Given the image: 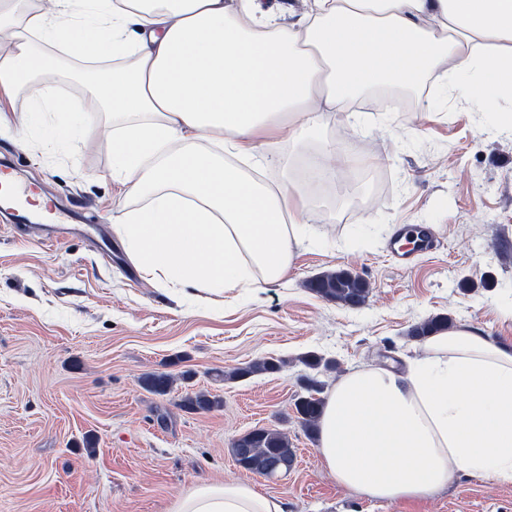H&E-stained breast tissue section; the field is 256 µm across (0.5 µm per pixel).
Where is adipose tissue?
Returning a JSON list of instances; mask_svg holds the SVG:
<instances>
[{
    "label": "adipose tissue",
    "instance_id": "obj_1",
    "mask_svg": "<svg viewBox=\"0 0 512 512\" xmlns=\"http://www.w3.org/2000/svg\"><path fill=\"white\" fill-rule=\"evenodd\" d=\"M0 0V89L51 77L48 45L106 63L90 91L106 120L53 127L106 137L133 207L114 230L169 288L240 294L278 281L309 242L289 164L258 178L260 132L318 137L371 86L445 70L450 91L512 133V0ZM337 483L377 501L425 499L461 472L512 484V347L457 324L407 370L358 368L331 387L317 430ZM172 512H285L248 480L201 483Z\"/></svg>",
    "mask_w": 512,
    "mask_h": 512
}]
</instances>
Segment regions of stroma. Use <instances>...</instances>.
Returning <instances> with one entry per match:
<instances>
[{"instance_id": "obj_1", "label": "stroma", "mask_w": 512, "mask_h": 512, "mask_svg": "<svg viewBox=\"0 0 512 512\" xmlns=\"http://www.w3.org/2000/svg\"><path fill=\"white\" fill-rule=\"evenodd\" d=\"M59 59L49 92L103 122L70 76L75 60ZM354 108L365 123L339 117L321 133L340 178L311 194L310 243L285 277L231 300L200 301L138 272L112 230L125 199L106 177V141L63 150L37 132L0 133V164L65 217L0 211V512H169L195 484L248 478L286 512H512V484L471 474L427 499H366L336 482L296 417L302 377L327 388L355 368L419 358L407 334L427 318L512 344V134L438 76L404 110L367 93ZM418 224L435 245L401 264L397 230ZM338 268L367 282L363 306L306 288ZM310 353L335 369L310 371ZM259 360L280 368L225 379ZM152 373L174 377L167 395L143 387ZM200 391L215 406L186 412L184 397ZM257 428L287 433L288 471L236 464L234 441Z\"/></svg>"}]
</instances>
